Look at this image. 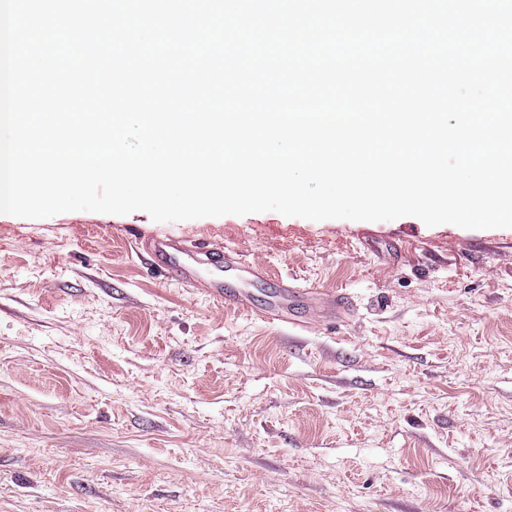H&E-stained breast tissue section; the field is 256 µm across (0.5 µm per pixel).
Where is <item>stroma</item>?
I'll return each mask as SVG.
<instances>
[{
    "mask_svg": "<svg viewBox=\"0 0 512 512\" xmlns=\"http://www.w3.org/2000/svg\"><path fill=\"white\" fill-rule=\"evenodd\" d=\"M163 233L353 312L215 304L153 272ZM0 512H512V228L0 214Z\"/></svg>",
    "mask_w": 512,
    "mask_h": 512,
    "instance_id": "1",
    "label": "stroma"
}]
</instances>
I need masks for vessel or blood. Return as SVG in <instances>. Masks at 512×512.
<instances>
[{
	"instance_id": "b4317fda",
	"label": "vessel or blood",
	"mask_w": 512,
	"mask_h": 512,
	"mask_svg": "<svg viewBox=\"0 0 512 512\" xmlns=\"http://www.w3.org/2000/svg\"><path fill=\"white\" fill-rule=\"evenodd\" d=\"M142 245L164 280L200 289L218 304L245 311L268 323L305 328L310 319L298 315L297 306L320 307L332 314L348 303L344 294L301 287L279 278L272 279L275 291L268 306L260 308L253 305L244 285L251 280L270 279L261 263L243 260L232 249L214 248L170 234L153 236L143 240Z\"/></svg>"
}]
</instances>
